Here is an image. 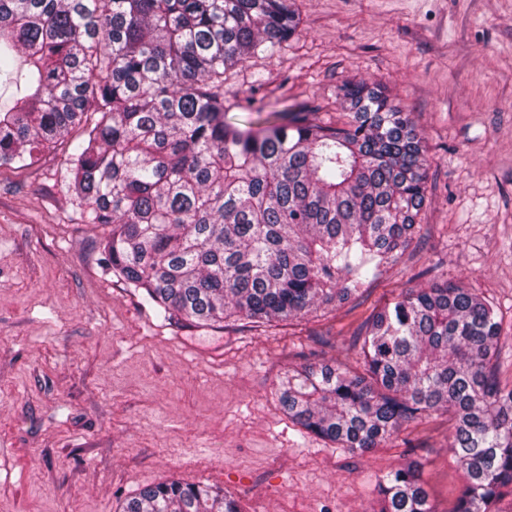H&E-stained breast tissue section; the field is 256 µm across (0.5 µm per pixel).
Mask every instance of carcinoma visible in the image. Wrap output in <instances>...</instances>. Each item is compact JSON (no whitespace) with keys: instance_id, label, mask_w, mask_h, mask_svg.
I'll list each match as a JSON object with an SVG mask.
<instances>
[{"instance_id":"obj_1","label":"carcinoma","mask_w":512,"mask_h":512,"mask_svg":"<svg viewBox=\"0 0 512 512\" xmlns=\"http://www.w3.org/2000/svg\"><path fill=\"white\" fill-rule=\"evenodd\" d=\"M293 0H0V168H23L72 130L66 166L112 274L164 317L285 321L358 293L399 260L426 207L423 140L365 84L342 90L347 125L271 112L224 117V69L296 31ZM494 307L434 282L377 309L362 371L285 372L295 425L367 452L403 424L448 415L464 474L452 512L512 495V387L491 365ZM379 512H435L410 462L378 483ZM121 512H243L224 490L167 480Z\"/></svg>"}]
</instances>
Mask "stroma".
Here are the masks:
<instances>
[{"label":"stroma","mask_w":512,"mask_h":512,"mask_svg":"<svg viewBox=\"0 0 512 512\" xmlns=\"http://www.w3.org/2000/svg\"><path fill=\"white\" fill-rule=\"evenodd\" d=\"M298 32L224 74L228 120L309 108L346 120L363 81L409 113L428 203L402 257L357 295L296 318L167 320L113 276L111 228L87 223L66 147L0 170V512H117L176 479L224 488L245 512H376L379 478L418 461L436 512L464 476L447 416L361 453L306 433L283 373L354 364L385 299L461 282L500 320L512 384V0H296Z\"/></svg>","instance_id":"stroma-1"}]
</instances>
